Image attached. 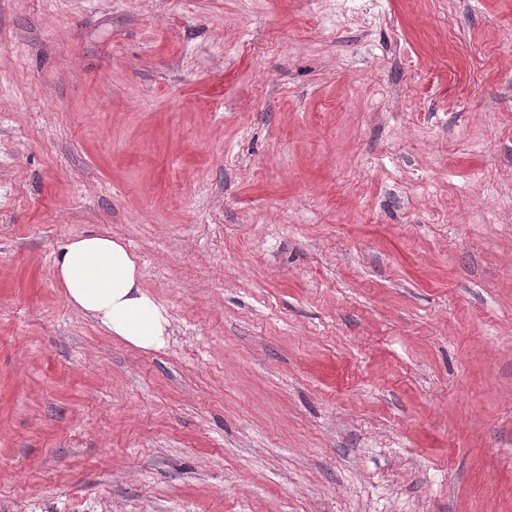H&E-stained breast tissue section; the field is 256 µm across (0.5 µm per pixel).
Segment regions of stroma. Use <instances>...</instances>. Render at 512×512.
<instances>
[{
  "label": "stroma",
  "instance_id": "stroma-1",
  "mask_svg": "<svg viewBox=\"0 0 512 512\" xmlns=\"http://www.w3.org/2000/svg\"><path fill=\"white\" fill-rule=\"evenodd\" d=\"M0 512H512V0H0ZM53 272L67 302L110 336L145 351L166 345L167 311L144 289L138 257L122 240L101 233L68 239Z\"/></svg>",
  "mask_w": 512,
  "mask_h": 512
}]
</instances>
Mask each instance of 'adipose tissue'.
Listing matches in <instances>:
<instances>
[{"label": "adipose tissue", "instance_id": "adipose-tissue-1", "mask_svg": "<svg viewBox=\"0 0 512 512\" xmlns=\"http://www.w3.org/2000/svg\"><path fill=\"white\" fill-rule=\"evenodd\" d=\"M53 272L67 302L109 335L145 351L166 345L167 311L144 289L139 260L122 240L101 233L68 239Z\"/></svg>", "mask_w": 512, "mask_h": 512}]
</instances>
